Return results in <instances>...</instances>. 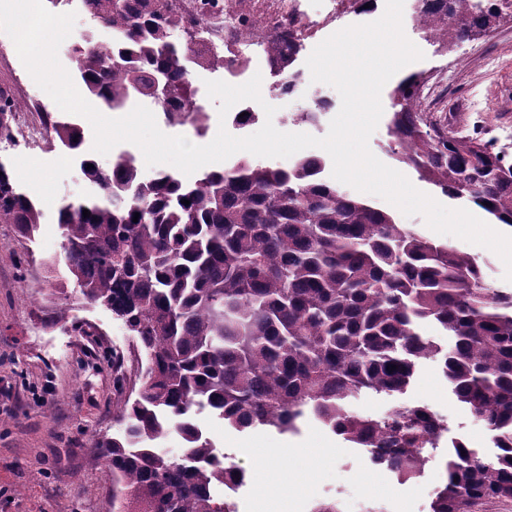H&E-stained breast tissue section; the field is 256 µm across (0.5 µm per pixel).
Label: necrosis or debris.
<instances>
[{"label": "necrosis or debris", "instance_id": "4bbe7bcc", "mask_svg": "<svg viewBox=\"0 0 512 512\" xmlns=\"http://www.w3.org/2000/svg\"><path fill=\"white\" fill-rule=\"evenodd\" d=\"M180 12L194 29L198 48L214 56H243L246 67L225 70L227 82L251 75V64L264 56L263 47L277 36H285L284 54L298 61L306 40L349 14L352 0H324L325 9L312 11L311 0H249L248 21L237 16L232 0L216 6L211 0H162Z\"/></svg>", "mask_w": 512, "mask_h": 512}]
</instances>
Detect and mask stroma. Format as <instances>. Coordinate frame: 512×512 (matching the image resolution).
Returning a JSON list of instances; mask_svg holds the SVG:
<instances>
[{
  "instance_id": "stroma-1",
  "label": "stroma",
  "mask_w": 512,
  "mask_h": 512,
  "mask_svg": "<svg viewBox=\"0 0 512 512\" xmlns=\"http://www.w3.org/2000/svg\"><path fill=\"white\" fill-rule=\"evenodd\" d=\"M407 37L423 60L415 70L437 76L424 110L447 130L480 133L495 150L512 159V17L500 18L495 30L475 37L466 60L456 47L441 50L413 28ZM204 75L192 77L197 96L205 97L203 127L155 119L161 131L194 144L211 141L219 127L218 104L207 99ZM0 162L14 182L39 200L47 214L61 202L95 194L78 162L64 160L58 143L43 139L26 150L0 141ZM352 198L382 210L423 238L467 253L482 267L492 287L508 292L501 259L492 251L451 235L432 231L422 216H405L382 198L352 191ZM57 225H42L35 240L15 225L0 224V512H113L112 471L91 465L88 453L97 439L118 434L114 418L120 398L113 361L127 378L137 368V342L111 311L84 302L78 284L62 261ZM56 260L54 278L64 295L52 294L41 268ZM74 317L53 321L61 298ZM424 405L445 419L449 434L488 454L493 444L486 428L454 398L438 361L421 360L413 382L394 397L367 395L355 402L358 412L382 416L399 406ZM198 419L218 453L228 455L247 474L234 500L236 512H313L321 503L341 501L347 512H430L445 479L447 442L431 450L425 474L409 485L390 471L374 467L365 449L354 447L316 420L298 432L269 427L243 431L224 424L210 410Z\"/></svg>"
}]
</instances>
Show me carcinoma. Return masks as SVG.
<instances>
[{
  "label": "carcinoma",
  "mask_w": 512,
  "mask_h": 512,
  "mask_svg": "<svg viewBox=\"0 0 512 512\" xmlns=\"http://www.w3.org/2000/svg\"><path fill=\"white\" fill-rule=\"evenodd\" d=\"M90 2L93 21L112 29L113 41L83 38L74 62L84 94L106 111L144 97L168 121L200 125L186 62L245 65L197 52L188 31L173 40L181 27L175 13L147 12L141 0ZM417 2L424 34L442 48L502 14L471 0ZM422 76L411 73L392 91L393 154L444 193L468 197L512 226V162L479 134L448 136L416 111ZM162 85L164 99L156 95ZM15 108L0 94V138L12 137ZM53 132L70 150L83 143L73 124ZM323 167L317 157L288 169L241 159L193 182L171 172L145 182L130 156L113 170L82 158L100 194L58 209L64 260L84 300L121 319L145 356L139 386L120 400L121 433L90 449L91 464L112 468L117 512H235L217 488L245 482L246 473L218 459L194 418L204 409L241 430L295 432L311 415L381 456L400 484L411 482L430 461L426 449L448 431L444 419L422 405L377 417L352 404L403 393L422 359L443 365L457 401L497 448L488 458L453 442L430 512L512 499V292L489 287L468 254L328 184ZM44 223V210L0 162V224L31 239ZM426 322L453 346L426 335ZM172 431L183 441L178 459L154 448Z\"/></svg>",
  "instance_id": "cac0c4a2"
}]
</instances>
